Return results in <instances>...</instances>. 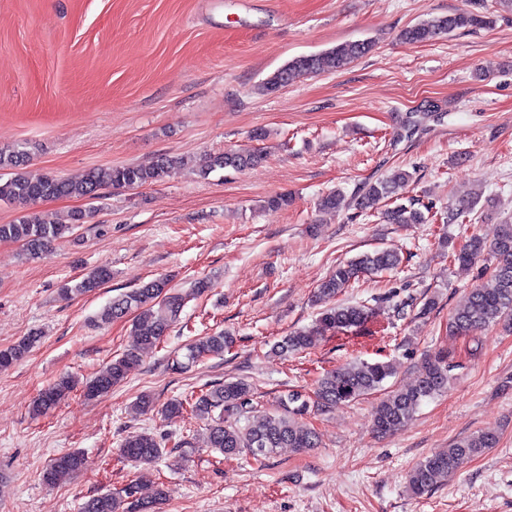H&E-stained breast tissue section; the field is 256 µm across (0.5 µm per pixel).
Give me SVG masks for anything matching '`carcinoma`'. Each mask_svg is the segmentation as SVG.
I'll return each mask as SVG.
<instances>
[{"label":"carcinoma","instance_id":"obj_1","mask_svg":"<svg viewBox=\"0 0 512 512\" xmlns=\"http://www.w3.org/2000/svg\"><path fill=\"white\" fill-rule=\"evenodd\" d=\"M489 23V18L479 11H461L443 16H433L404 28L399 38L408 43H426L439 40L465 28H477ZM369 40L348 41L316 54L293 58L268 76L261 84V91L274 94L288 86L301 75L316 76L343 69L372 51ZM430 112L406 114L400 136L410 138L420 130L422 121ZM262 155L251 150L226 151L215 154L203 165L205 174L216 169L243 170L259 164ZM27 155L16 148L0 147V201L22 208L23 214L10 224H0V241L21 245L27 260L41 258L57 239L72 232L86 222L89 213L75 210L70 221L61 223L48 218L41 207L60 198L94 200L106 188H134L161 181L176 167L188 165L183 156L161 155L148 166L122 165L108 169L93 168L80 180H70L54 174L32 179L24 172ZM413 181V174L397 169L389 175L361 183L352 195L360 210L389 198L395 188ZM479 203L474 196H460L448 205V222L473 212ZM345 205V195L332 191L319 201L324 211H338ZM387 224H425L427 216L414 202L398 204L382 213ZM486 262L484 281L473 288L465 304L448 316V332L454 336L473 337L478 332L499 324L512 323V223L498 224L491 237L473 235L454 253V261L463 266L478 261ZM401 263L400 255L390 249H375L336 265L317 289V301L325 304L316 326L293 331L277 341L271 353L286 357L304 351L317 337L330 330H347L363 327L369 317V308L363 304H338L336 296L361 275L393 270ZM112 271L99 267L90 272L70 293L86 295L96 291L110 280ZM188 295L171 289L165 278L152 279L139 287L120 293L92 319L99 327L133 315L132 329L138 348L123 353L112 360L96 377L82 384L88 400L112 392L126 377L131 366L139 362V353L157 346L178 322ZM41 336L30 334L14 344L0 349V367H8L24 360L39 344ZM234 344V336L218 332L186 343L181 355L175 357L173 367L186 370L200 359L221 355ZM453 357L446 351L428 356L425 366L412 386L390 390L374 407L373 427L376 433L386 435L407 426L424 401L448 388L453 379ZM394 374L392 364L383 361L355 360L326 372L314 388L313 395L293 391L279 399L274 412L265 413L250 421L256 411L253 404V387L242 379L226 380L224 384L206 390L192 399L176 398L164 408L168 417H177L186 407L207 421L208 447L221 455L232 458L242 454L260 461L270 457L279 448H296L304 451L319 445L316 430L303 419L312 409L328 410L338 405L368 396L382 389L385 381ZM77 383L63 376L51 383L34 400L32 411L44 415L56 408L69 396ZM498 437L491 431H480L463 437L447 448H442L419 462L408 472L409 491L422 496L431 491L439 477L455 474L472 458L496 447ZM119 454L132 462L150 465L166 454L165 444L148 432L127 436L120 445ZM84 464L83 456L72 451L56 457L43 472V481L56 485L77 475ZM166 497L164 489H157L155 496H142L141 485L132 479L118 497L98 494L85 500L80 512H155L160 500Z\"/></svg>","mask_w":512,"mask_h":512}]
</instances>
